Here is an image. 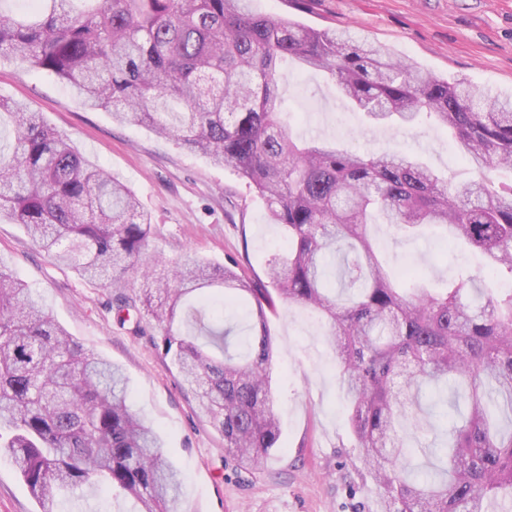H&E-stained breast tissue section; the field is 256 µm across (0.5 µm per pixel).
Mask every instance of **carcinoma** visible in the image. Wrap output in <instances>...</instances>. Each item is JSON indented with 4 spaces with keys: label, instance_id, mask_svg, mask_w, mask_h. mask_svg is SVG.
Here are the masks:
<instances>
[{
    "label": "carcinoma",
    "instance_id": "carcinoma-1",
    "mask_svg": "<svg viewBox=\"0 0 512 512\" xmlns=\"http://www.w3.org/2000/svg\"><path fill=\"white\" fill-rule=\"evenodd\" d=\"M0 0V52L51 71L117 123H138L214 165L229 164L267 202L286 247L269 283L198 260L128 293L150 217L117 177L19 102L0 100L12 139L0 144V217L24 226L58 263L108 279L120 326L141 308L224 450L258 466L281 447L266 311L276 300L318 312L341 368L359 458L382 512H498L512 503V98L450 83L350 33L253 12L248 0ZM294 58L329 74L372 126L414 127L421 116L453 136L475 176L452 182L412 153L361 155L326 138L299 139L279 120L278 67ZM407 235L435 226L481 255L442 292L426 274L403 287L379 260L368 228ZM339 256V289L327 277ZM256 305L245 352L212 304ZM451 388L442 465L418 475L408 433L429 425L419 394ZM41 512L62 491L106 487L138 512H180V471L135 407L122 369L59 326L0 267V455Z\"/></svg>",
    "mask_w": 512,
    "mask_h": 512
}]
</instances>
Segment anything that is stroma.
Here are the masks:
<instances>
[{
    "instance_id": "stroma-1",
    "label": "stroma",
    "mask_w": 512,
    "mask_h": 512,
    "mask_svg": "<svg viewBox=\"0 0 512 512\" xmlns=\"http://www.w3.org/2000/svg\"><path fill=\"white\" fill-rule=\"evenodd\" d=\"M256 13L314 29H347L409 59L424 72L512 94V0H253ZM278 91L293 133L338 140L351 150L402 149L452 181L470 179L447 131L423 118L415 129L374 127L352 110L320 71L288 61ZM0 99L21 101L66 133L91 161L122 180L149 215L145 259L156 274L201 259L236 261L239 274L264 278L285 242L266 201L232 166H215L148 128L113 123L85 105L55 74L0 53ZM372 235L389 269H424L445 285L477 267L479 255L450 248L436 233L408 237L378 224ZM0 266L39 295L46 310L85 348L122 367L140 412L160 433L166 457L183 475V512H378V489L358 460L336 359L326 328L301 306L278 303L268 313L275 342L271 384L281 423V449L256 467L224 450V438L182 388L176 368L145 335L120 327L107 280H87L53 262L22 225L0 218ZM59 512H136L133 500L107 491L61 498ZM11 462L0 458V512H38Z\"/></svg>"
}]
</instances>
